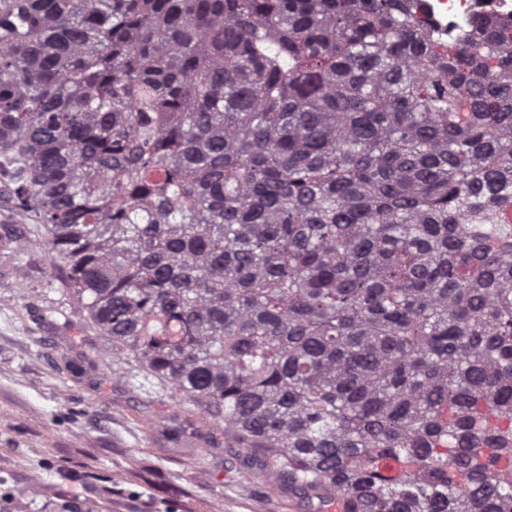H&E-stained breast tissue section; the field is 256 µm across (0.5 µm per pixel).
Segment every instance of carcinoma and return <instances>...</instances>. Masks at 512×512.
Here are the masks:
<instances>
[{
  "mask_svg": "<svg viewBox=\"0 0 512 512\" xmlns=\"http://www.w3.org/2000/svg\"><path fill=\"white\" fill-rule=\"evenodd\" d=\"M0 0V195L85 318L318 512H512V21Z\"/></svg>",
  "mask_w": 512,
  "mask_h": 512,
  "instance_id": "obj_1",
  "label": "carcinoma"
}]
</instances>
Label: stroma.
<instances>
[{"mask_svg":"<svg viewBox=\"0 0 512 512\" xmlns=\"http://www.w3.org/2000/svg\"><path fill=\"white\" fill-rule=\"evenodd\" d=\"M11 234L33 245L21 270L0 261V512H312L245 468L213 416L113 358L37 246L39 226L0 207ZM172 422L190 443L166 438Z\"/></svg>","mask_w":512,"mask_h":512,"instance_id":"1","label":"stroma"}]
</instances>
